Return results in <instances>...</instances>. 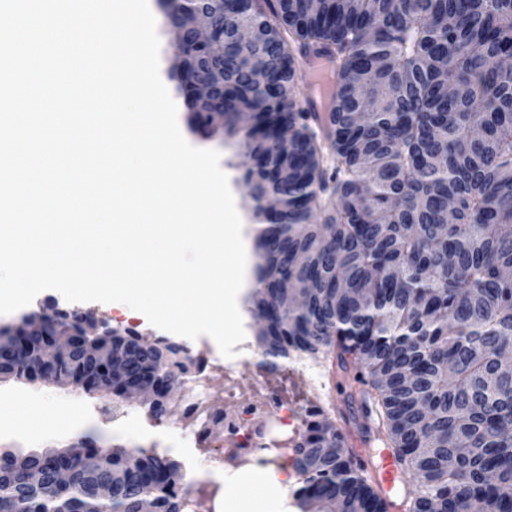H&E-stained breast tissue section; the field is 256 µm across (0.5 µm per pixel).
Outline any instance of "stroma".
<instances>
[{"label":"stroma","instance_id":"1","mask_svg":"<svg viewBox=\"0 0 512 512\" xmlns=\"http://www.w3.org/2000/svg\"><path fill=\"white\" fill-rule=\"evenodd\" d=\"M185 139L216 150L221 155L220 165L229 175L237 198H245L248 188L243 180V158L235 146L224 140L222 135L204 137L185 132ZM78 311L92 314L95 318L109 322L119 334L127 331L148 340L156 341L163 335L162 330L148 324L140 318H125L112 309L111 305L100 303H81ZM289 376L291 391L299 394L297 417L306 420L311 410L319 409L328 417H337L344 408L345 394L339 384L341 375L335 365L324 356H301L289 361L282 372L268 374L267 382L279 385L282 376ZM55 403L71 412L64 421H55L45 425L41 435L33 437L20 429L0 433V448H14L25 451H43L61 448L84 437L93 438L99 448L109 450L120 447L134 452L140 449L161 448L170 458L177 460L182 471L199 470L203 477H210L215 460L212 453L192 447L189 428L183 425L179 415H170L163 424L148 425L147 410L139 405H128L120 412L107 414L102 412L103 404L99 395L84 393L42 382L21 383L16 381L0 382V415L10 416L18 408L26 405Z\"/></svg>","mask_w":512,"mask_h":512}]
</instances>
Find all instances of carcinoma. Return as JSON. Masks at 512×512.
Segmentation results:
<instances>
[{"label":"carcinoma","mask_w":512,"mask_h":512,"mask_svg":"<svg viewBox=\"0 0 512 512\" xmlns=\"http://www.w3.org/2000/svg\"><path fill=\"white\" fill-rule=\"evenodd\" d=\"M245 45L176 47L187 76L224 85V135L244 157L260 224L248 312L263 319L260 364L323 354L412 487L403 512H512V0H235ZM336 76L330 112L300 95L314 57ZM259 68L275 92L244 69ZM192 120L207 104L180 83ZM251 113L240 126L234 112ZM281 202L264 222L263 198ZM455 206L448 222L447 201ZM112 340L129 382H185L171 342ZM9 372L31 336L7 337ZM84 337L59 367L79 366ZM173 404L148 410L161 423ZM295 442L301 512H385L349 433L321 411ZM42 476L30 485L31 471ZM181 465L156 449L110 452L85 437L42 453L0 454V512H84L97 487L139 512H195Z\"/></svg>","instance_id":"cac0c4a2"}]
</instances>
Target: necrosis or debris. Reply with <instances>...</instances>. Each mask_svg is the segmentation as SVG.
Here are the masks:
<instances>
[{
  "instance_id": "1",
  "label": "necrosis or debris",
  "mask_w": 512,
  "mask_h": 512,
  "mask_svg": "<svg viewBox=\"0 0 512 512\" xmlns=\"http://www.w3.org/2000/svg\"><path fill=\"white\" fill-rule=\"evenodd\" d=\"M233 360L224 362V381L230 398L238 404L235 415H221L220 428H213L204 415L205 399L184 400L183 419L191 427L193 443L204 449L217 448L221 465L237 466L247 462L264 465L271 455H278L279 468L290 472L294 467L288 441L298 434L294 413L287 399L278 390L259 387L252 391L239 390L235 385Z\"/></svg>"
}]
</instances>
